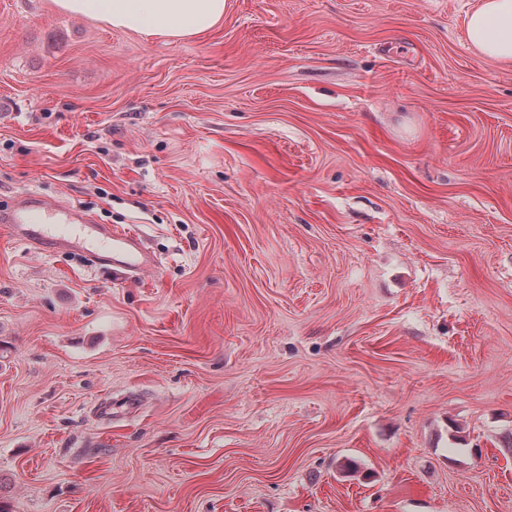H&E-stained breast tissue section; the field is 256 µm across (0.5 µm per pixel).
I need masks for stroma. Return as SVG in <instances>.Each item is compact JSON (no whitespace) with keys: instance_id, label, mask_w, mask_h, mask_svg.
Returning <instances> with one entry per match:
<instances>
[{"instance_id":"obj_1","label":"stroma","mask_w":512,"mask_h":512,"mask_svg":"<svg viewBox=\"0 0 512 512\" xmlns=\"http://www.w3.org/2000/svg\"><path fill=\"white\" fill-rule=\"evenodd\" d=\"M476 0H226L177 40L0 0V512H512V65ZM465 34L475 55L512 64V0H478L465 17ZM80 224L85 235L107 241L104 252L84 247L80 236L54 237L42 224ZM89 215L61 202L49 200L39 193L27 192L0 209V224L12 237L41 253L62 250H81L91 266L122 269L131 276L156 266L155 259L142 243L141 235L133 230L108 224H92Z\"/></svg>"}]
</instances>
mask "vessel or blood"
Wrapping results in <instances>:
<instances>
[{
    "instance_id": "b4317fda",
    "label": "vessel or blood",
    "mask_w": 512,
    "mask_h": 512,
    "mask_svg": "<svg viewBox=\"0 0 512 512\" xmlns=\"http://www.w3.org/2000/svg\"><path fill=\"white\" fill-rule=\"evenodd\" d=\"M50 224H77L83 234L79 237H54L46 230ZM0 226L36 251L54 253L81 249L91 265L121 269L132 276L156 265L139 233L108 224L92 223L89 215L84 212L35 192L25 193L0 208ZM88 236L105 240V251L85 249L84 239Z\"/></svg>"
}]
</instances>
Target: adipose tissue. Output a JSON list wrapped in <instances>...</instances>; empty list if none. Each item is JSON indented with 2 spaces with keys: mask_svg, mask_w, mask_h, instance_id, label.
Segmentation results:
<instances>
[{
  "mask_svg": "<svg viewBox=\"0 0 512 512\" xmlns=\"http://www.w3.org/2000/svg\"><path fill=\"white\" fill-rule=\"evenodd\" d=\"M60 12L97 18L109 26L148 37L184 38L212 30L226 0H52ZM475 55L512 64V0H477L465 17Z\"/></svg>",
  "mask_w": 512,
  "mask_h": 512,
  "instance_id": "ef3b65f1",
  "label": "adipose tissue"
}]
</instances>
